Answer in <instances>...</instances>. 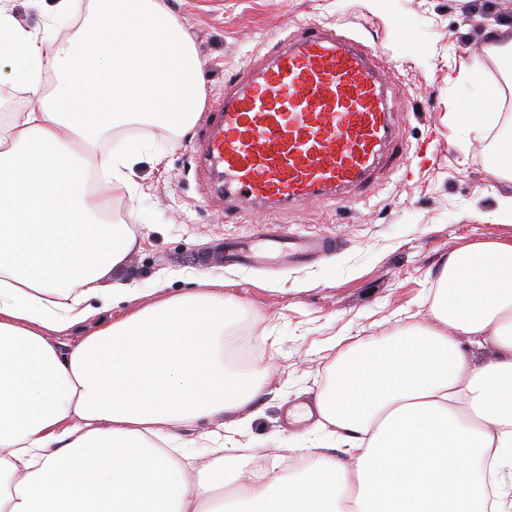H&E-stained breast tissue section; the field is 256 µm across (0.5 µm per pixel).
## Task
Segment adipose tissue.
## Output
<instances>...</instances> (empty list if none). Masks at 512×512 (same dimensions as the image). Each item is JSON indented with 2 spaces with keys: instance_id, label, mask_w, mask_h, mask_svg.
<instances>
[{
  "instance_id": "adipose-tissue-1",
  "label": "adipose tissue",
  "mask_w": 512,
  "mask_h": 512,
  "mask_svg": "<svg viewBox=\"0 0 512 512\" xmlns=\"http://www.w3.org/2000/svg\"><path fill=\"white\" fill-rule=\"evenodd\" d=\"M486 51L501 84L459 74L483 106L470 116L479 138L512 85V41ZM0 52L37 102L0 129V512H512L485 482L512 468V238L449 254L431 324L340 356L316 425L344 459L291 446L282 457L305 468L273 477L244 460L250 444L233 422L212 437L210 462L183 463L175 429L252 405L265 373L226 364L241 301L167 297L160 282L144 306L140 289L110 282L136 239L99 216L134 191L138 150L97 147L147 121L194 128L205 99L194 41L166 0H89L81 33L59 45L0 6ZM115 309L121 317L59 350L55 334ZM471 346L497 356L472 367Z\"/></svg>"
}]
</instances>
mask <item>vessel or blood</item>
Here are the masks:
<instances>
[{"label": "vessel or blood", "mask_w": 512, "mask_h": 512, "mask_svg": "<svg viewBox=\"0 0 512 512\" xmlns=\"http://www.w3.org/2000/svg\"><path fill=\"white\" fill-rule=\"evenodd\" d=\"M193 151L220 175L214 190L227 201L228 224L254 206L346 202L404 155L373 52L350 34L316 25L279 39L225 81ZM334 246L329 236L259 224L192 261L301 268Z\"/></svg>", "instance_id": "vessel-or-blood-1"}]
</instances>
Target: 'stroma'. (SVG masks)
<instances>
[{
	"label": "stroma",
	"mask_w": 512,
	"mask_h": 512,
	"mask_svg": "<svg viewBox=\"0 0 512 512\" xmlns=\"http://www.w3.org/2000/svg\"><path fill=\"white\" fill-rule=\"evenodd\" d=\"M29 28L56 42L78 31L52 17L53 0H0ZM207 64L206 103L219 102L226 75L245 66L284 33L304 24L344 29L376 52L388 85L404 165L381 176L350 202L328 201L296 211L241 214L224 221V202L198 168L190 146L197 132L178 136L158 125H136L107 136L108 151L135 139V196L114 200L106 221L127 224L136 246L111 280L141 288L166 282L167 295L225 293L245 309L228 328V364L241 373L265 368L260 398L237 415L271 475L281 473L276 448L335 442L314 426L289 427L294 404L314 403L328 384L339 346L390 335L428 322L430 293L448 254L478 240L512 237V225L482 220L512 180L488 171L496 137L475 139L460 120L477 105L460 84L461 65L499 80L484 47L489 34L512 40V0H168ZM405 23L404 33L393 27ZM256 224L335 237L328 259L299 270L216 265L204 270L191 253Z\"/></svg>",
	"instance_id": "35a3bbf8"
}]
</instances>
